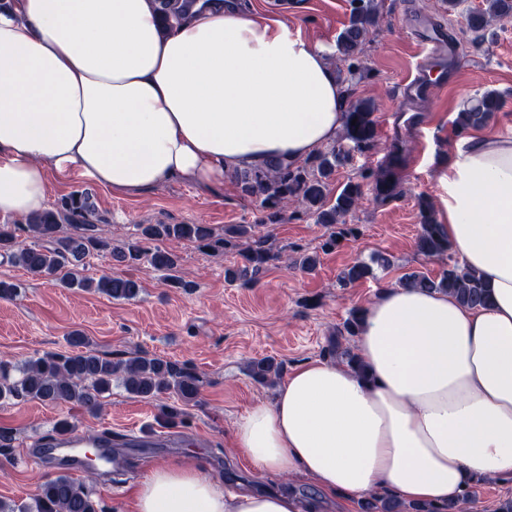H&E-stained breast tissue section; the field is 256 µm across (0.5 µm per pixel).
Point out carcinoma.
<instances>
[{"label": "carcinoma", "mask_w": 512, "mask_h": 512, "mask_svg": "<svg viewBox=\"0 0 512 512\" xmlns=\"http://www.w3.org/2000/svg\"><path fill=\"white\" fill-rule=\"evenodd\" d=\"M209 0H152L162 28H172L189 19L195 5L205 7ZM512 16V0H486V8L471 11L467 26L475 40H481L492 22ZM376 22L374 0H356L348 24L336 39L340 60L348 63V73L359 72L356 61L364 53L370 27ZM499 93L486 91L457 112L454 125L464 133L485 125L501 110ZM376 120L373 105L364 100H348L341 143L316 151L303 163L270 160L258 167L236 174L240 192L256 204V224H226L224 232L215 233L208 224H140L138 232L114 243L105 236L102 226L108 219L100 212L88 191H74L53 207L24 217L12 224L0 225V256L24 268L36 278L57 277L66 288L94 290L116 301H130L140 292L138 281L120 275H106L94 282L81 275L85 259L100 252L127 267L145 265L166 275L170 288L189 291L194 282L185 279L180 257L163 246L165 242H189L215 254H231L237 264L225 269V279L244 286L257 284L268 266L278 258L266 235L255 231V225L281 224L286 214L308 217L327 228L320 250L334 251L357 239L360 229L345 222L355 211L369 189L374 199L385 204L402 192V171L407 163L406 148L395 141L385 160L374 170L362 174V180H350L330 198L331 179L336 167L354 151L363 152L373 146ZM420 231L415 240L416 251L428 258L446 261L441 272L432 277L423 272L405 274L398 286L427 291L447 292L467 306L482 307L489 303L490 293L483 279L465 267L448 238L441 232L432 203L418 197ZM32 244H25V240ZM392 259L376 252L369 259L357 258L338 275L343 285L379 280L378 273L389 270ZM364 310L353 309L336 330L326 347L328 354L356 373L365 374V366L355 349L346 345L359 335ZM70 351L48 353L29 360L14 378L0 362V400L33 399L48 403L79 405L90 413L100 409L116 380L137 397L155 399L166 394L176 396L181 405L164 407L163 417L174 423L183 415L182 406L195 403L201 393V380L184 363L157 356L138 354L112 359L90 349L80 332L67 338ZM286 371L285 363L267 356L249 363L247 373L261 386L271 387ZM477 485L468 487L459 502L404 504L389 495L370 496L359 502V512H467L476 499ZM0 512H102L88 487L65 471L47 477L30 504H8L0 501Z\"/></svg>", "instance_id": "obj_1"}]
</instances>
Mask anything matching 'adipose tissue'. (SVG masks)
<instances>
[{
  "mask_svg": "<svg viewBox=\"0 0 512 512\" xmlns=\"http://www.w3.org/2000/svg\"><path fill=\"white\" fill-rule=\"evenodd\" d=\"M344 109L323 47L227 0L167 31L150 0H11L0 9V216L46 209L52 169L146 190L298 163L335 139ZM438 181L442 230L490 304L384 287L357 338L366 375L306 362L235 421L234 446L259 471L308 477L345 502L406 504L512 476V136L469 137ZM131 499L133 512L321 509L162 461Z\"/></svg>",
  "mask_w": 512,
  "mask_h": 512,
  "instance_id": "ef3b65f1",
  "label": "adipose tissue"
}]
</instances>
